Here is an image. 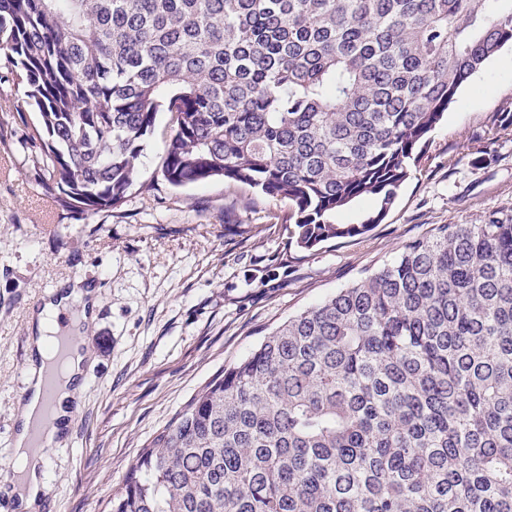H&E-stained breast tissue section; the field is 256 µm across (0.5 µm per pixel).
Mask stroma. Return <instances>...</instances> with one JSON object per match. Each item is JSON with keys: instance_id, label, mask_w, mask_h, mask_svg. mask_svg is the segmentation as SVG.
Returning <instances> with one entry per match:
<instances>
[{"instance_id": "stroma-1", "label": "stroma", "mask_w": 512, "mask_h": 512, "mask_svg": "<svg viewBox=\"0 0 512 512\" xmlns=\"http://www.w3.org/2000/svg\"><path fill=\"white\" fill-rule=\"evenodd\" d=\"M512 45L459 89L395 206L364 236L310 250L288 242V203L214 180L171 186L150 138L140 184L94 214L57 207L37 114L0 84V485L11 477L28 313L64 281L97 293L91 361L73 435L49 456L54 512H108L154 435L289 316L375 270L441 224L512 214Z\"/></svg>"}]
</instances>
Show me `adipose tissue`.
I'll use <instances>...</instances> for the list:
<instances>
[{
    "mask_svg": "<svg viewBox=\"0 0 512 512\" xmlns=\"http://www.w3.org/2000/svg\"><path fill=\"white\" fill-rule=\"evenodd\" d=\"M96 305L93 290L75 284L48 291L40 308L30 312L26 389L16 410L11 464L15 477L10 494L16 512H38L46 492L47 457L31 449L30 431L42 416L43 364L49 358L57 318L69 312L75 320L84 321L93 315ZM84 344L83 336H76L71 356L62 367L65 383L55 397V424L48 429L50 440L58 444L64 443L73 411L86 390Z\"/></svg>",
    "mask_w": 512,
    "mask_h": 512,
    "instance_id": "obj_1",
    "label": "adipose tissue"
}]
</instances>
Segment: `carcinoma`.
<instances>
[{"mask_svg": "<svg viewBox=\"0 0 512 512\" xmlns=\"http://www.w3.org/2000/svg\"><path fill=\"white\" fill-rule=\"evenodd\" d=\"M512 0H0L57 206L161 173L288 200L300 249L395 205ZM374 203L358 223L338 216ZM110 512H512V217L441 224L274 329L141 454Z\"/></svg>", "mask_w": 512, "mask_h": 512, "instance_id": "cac0c4a2", "label": "carcinoma"}]
</instances>
